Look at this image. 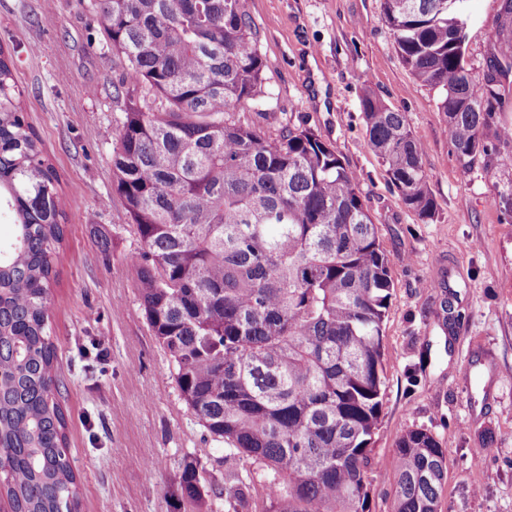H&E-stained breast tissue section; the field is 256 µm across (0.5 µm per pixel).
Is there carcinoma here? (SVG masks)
<instances>
[{"label":"carcinoma","mask_w":512,"mask_h":512,"mask_svg":"<svg viewBox=\"0 0 512 512\" xmlns=\"http://www.w3.org/2000/svg\"><path fill=\"white\" fill-rule=\"evenodd\" d=\"M467 0H384L413 76L466 166L488 152L512 37L475 81L461 52ZM119 61L112 99L124 118L113 185L141 243L132 254L141 309L169 355L181 396L232 468L214 495L246 512H369L370 445L385 387L392 280L352 172L311 129L268 136L235 117L265 96V63L245 0H93ZM12 54L0 47V453L13 512H79L56 398L49 292L66 212L60 177L22 107ZM367 145L404 205L436 204L406 114L367 90ZM446 449L424 428L397 440L393 512H439ZM197 465L179 484L202 499Z\"/></svg>","instance_id":"obj_1"}]
</instances>
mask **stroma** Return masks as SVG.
<instances>
[{
    "label": "stroma",
    "mask_w": 512,
    "mask_h": 512,
    "mask_svg": "<svg viewBox=\"0 0 512 512\" xmlns=\"http://www.w3.org/2000/svg\"><path fill=\"white\" fill-rule=\"evenodd\" d=\"M265 59L266 96L238 111L266 134L310 128L357 178L393 281L385 325L386 383L372 445L371 512H391L387 483L398 436L428 429L448 450L441 512H512V147L486 133L488 153L463 167L446 135L438 90L397 54L383 0H246ZM465 60L484 81L497 36L512 35L501 0H468ZM0 43L15 50L27 119L60 175L67 222L50 290L59 401L81 512H224L190 504L174 476L199 460L224 466L183 400L169 356L140 307L127 258L139 239L112 188L123 120L116 66L87 0H0ZM404 112L423 145L436 203L420 221L368 151L364 90ZM107 234L101 251L99 234ZM453 321H446L444 300ZM493 451L474 461L482 432Z\"/></svg>",
    "instance_id": "1"
}]
</instances>
